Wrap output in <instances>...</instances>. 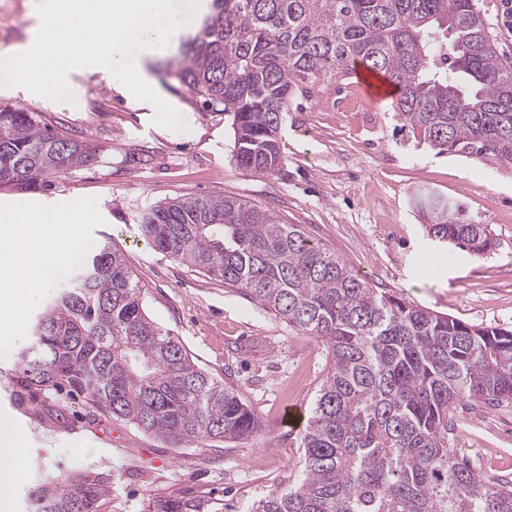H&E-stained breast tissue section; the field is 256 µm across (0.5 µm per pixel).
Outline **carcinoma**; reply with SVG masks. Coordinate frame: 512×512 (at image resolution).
Listing matches in <instances>:
<instances>
[{
    "mask_svg": "<svg viewBox=\"0 0 512 512\" xmlns=\"http://www.w3.org/2000/svg\"><path fill=\"white\" fill-rule=\"evenodd\" d=\"M181 54L170 77L232 116L234 158L250 173L280 170L290 101L351 78L354 63L397 85L393 118L417 145L512 164V61L475 0H211ZM90 158L35 113L0 103V185ZM415 204L437 244L474 257L492 248L488 225L458 203L424 192ZM140 228L158 250L326 344L301 477L249 512H512V485L485 479L448 448L452 405L512 400L511 326L472 325L382 292L298 225L240 198H174L143 214ZM82 266L32 323L15 367L20 385L66 383L172 448L258 432L254 409L147 316L116 248L94 246ZM108 490L96 473L47 478L28 512H98ZM151 512L224 508L159 498Z\"/></svg>",
    "mask_w": 512,
    "mask_h": 512,
    "instance_id": "1",
    "label": "carcinoma"
}]
</instances>
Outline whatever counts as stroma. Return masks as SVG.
<instances>
[{
  "label": "stroma",
  "instance_id": "obj_1",
  "mask_svg": "<svg viewBox=\"0 0 512 512\" xmlns=\"http://www.w3.org/2000/svg\"><path fill=\"white\" fill-rule=\"evenodd\" d=\"M499 52L512 59V0H477ZM38 0H0V51L15 50L40 23ZM181 40L152 50L148 71L160 96L185 119L175 132L154 123L111 74L68 75L76 104L0 87V101L86 144L92 161L0 186V207L24 222L58 225L57 246L110 241L142 289L147 314L178 336L194 361L257 413L261 428L236 442L184 448L113 419L87 395L18 392L12 378L22 345L0 348V419L21 439L22 485L8 512H26L28 492L74 470L108 475L100 512H149L153 499H222L249 512L301 475L300 431L282 425L287 405L309 408L326 373L327 347L289 328L237 289L153 248L139 220L173 198L234 196L275 212L383 291L475 325L512 326V164L436 155L396 131L390 102L368 101L350 78L318 86L288 105L279 134L283 164L270 176L232 157L231 119L165 77ZM427 188L461 202L496 241L487 254L435 246L411 196ZM93 220H85L86 211ZM448 446L486 478L512 481V402L466 401L451 410Z\"/></svg>",
  "mask_w": 512,
  "mask_h": 512
}]
</instances>
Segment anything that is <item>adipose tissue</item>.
I'll list each match as a JSON object with an SVG mask.
<instances>
[{
    "instance_id": "adipose-tissue-1",
    "label": "adipose tissue",
    "mask_w": 512,
    "mask_h": 512,
    "mask_svg": "<svg viewBox=\"0 0 512 512\" xmlns=\"http://www.w3.org/2000/svg\"><path fill=\"white\" fill-rule=\"evenodd\" d=\"M19 215L12 210L0 211V227L9 229V237L0 241V272L6 280L0 283V338L9 343L21 340L19 321L14 312V302L20 297H32L33 285L44 276L48 260L64 264L70 257L62 251L49 255L48 249L57 232L46 226L30 230H16ZM24 452L16 431L0 423V507L9 506L20 486L21 461Z\"/></svg>"
}]
</instances>
